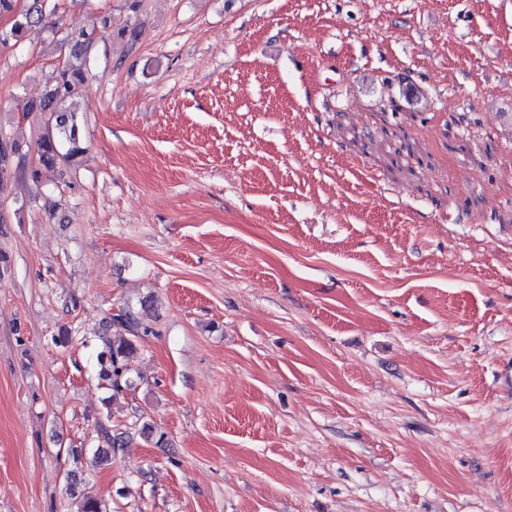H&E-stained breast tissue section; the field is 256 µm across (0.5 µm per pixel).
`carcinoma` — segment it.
Returning <instances> with one entry per match:
<instances>
[{
    "instance_id": "obj_1",
    "label": "carcinoma",
    "mask_w": 512,
    "mask_h": 512,
    "mask_svg": "<svg viewBox=\"0 0 512 512\" xmlns=\"http://www.w3.org/2000/svg\"><path fill=\"white\" fill-rule=\"evenodd\" d=\"M16 0H0V16L14 15L10 28L0 32V44L21 41L26 33L46 26L49 15L58 9L56 0H32L23 13H15ZM63 41L68 54L54 70L53 76L37 101H28L23 111L41 114V126L37 137L38 161L34 165L12 164L20 150L17 135L0 127V193L6 189L11 172L23 174L39 182L59 167H73L85 152L80 135L78 112L73 108L76 98L81 95L85 80L93 62L99 54L95 30L81 28L64 32ZM151 308L149 300L140 301V307L126 305L119 313L111 315L105 325L89 332L94 341L98 378L104 388L112 391L109 399L114 401L123 390L131 387L128 377L127 358L137 350L141 336L151 332L145 323L144 314ZM125 332L120 339L112 338V328ZM128 428L112 421L111 410L97 420V448L93 458L109 462L123 450L130 441Z\"/></svg>"
}]
</instances>
